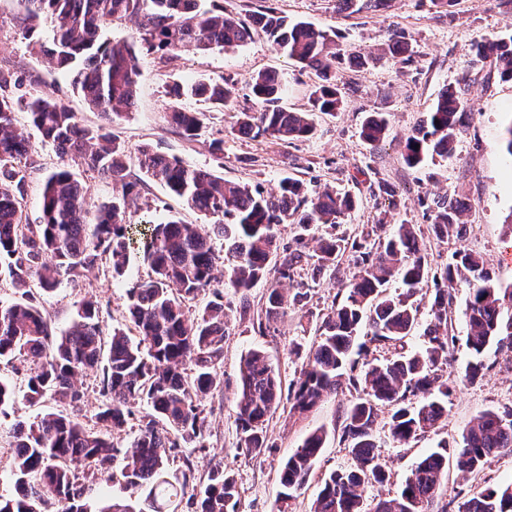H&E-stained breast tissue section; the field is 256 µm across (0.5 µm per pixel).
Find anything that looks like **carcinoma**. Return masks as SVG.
I'll return each mask as SVG.
<instances>
[{
    "label": "carcinoma",
    "instance_id": "1",
    "mask_svg": "<svg viewBox=\"0 0 512 512\" xmlns=\"http://www.w3.org/2000/svg\"><path fill=\"white\" fill-rule=\"evenodd\" d=\"M21 2L25 36H33L34 22L41 16L52 19L50 45L40 48L56 68L74 73V90L100 114L101 122L83 125L57 98L21 92L18 72L0 67V277L17 291L13 301H0V362L19 355L33 364L23 394L31 406L54 397L77 407L85 397V373L98 369L103 403L96 429L66 411L13 426L10 468L16 495L0 498V512H44L51 500L62 512H88L92 487L112 480L111 467L117 462L126 489L144 488L147 495L138 509L129 499L114 497L99 512H177L183 502L188 512H234L237 485L222 470L212 471L200 490L189 487L187 479L177 485L165 478L169 458L180 449L207 447L208 420L199 403L215 389V368L224 355L230 321L224 289L239 296L245 316L251 310V288L269 284L256 321L259 332H268L272 322L288 308L303 305L308 296L300 290L289 293L281 282H294L305 265L314 280L336 271L338 257L348 248L354 251L357 272L343 283L341 300L323 315L311 346L293 343L290 353L304 360L288 391H283L264 351L253 349L241 358L235 403L238 447L253 455L268 448L266 422L282 401L302 414L345 385H361L363 397L347 409L343 426L355 465L321 480L310 512H512V480L470 495L459 491L440 503L448 471L446 443L416 462L396 497L380 498L371 508L365 504L366 491L386 480L376 441L379 408H391L388 432L402 447L434 430L448 412V350L455 336L448 322L453 296L446 285L459 282L468 289L466 346L474 356L493 344L512 349V285L496 283L483 256L460 248L432 272L414 225L404 223L371 242L350 244L332 233L315 237L314 227L334 229L342 223L356 199L329 188L310 192L302 181L289 177L280 181L279 193L267 194L193 167L150 144L133 154L112 133L113 124L135 107L139 55L144 52L174 56L188 48L230 51L247 44L253 32H264L278 51L318 77L305 112L282 105L283 88L275 73L261 72L248 82L261 108L236 112L233 132L280 142L310 136L315 113L338 112L336 65L366 68L378 60L375 53L339 41L333 28L290 21L263 6L245 20L209 0ZM115 18L134 21L132 40L102 38L104 27ZM388 49L403 64L413 61L414 50L401 33L392 34ZM473 51L475 62L493 63L502 79L512 80V34L479 40ZM169 95L170 122L181 137L197 141L209 114L185 110L179 100L198 98L222 109L228 91L224 81L211 80L177 85ZM19 111L28 113L30 126L63 158L45 179L36 224L24 214L32 145L30 133L17 125ZM466 115L457 90L448 88L425 125L404 138L405 164L420 168L437 156H450ZM388 132L385 113L367 114L361 127L367 144L377 145ZM133 165L142 177L131 172ZM75 166L111 185V198L90 203ZM145 178L201 212L210 224H184L175 218L150 222L139 241H133L131 208ZM463 212L454 196L435 197L430 206L434 234L462 235ZM283 224L298 228L291 244L280 242ZM134 243L149 267L147 278L127 292L135 334L115 327L104 340L98 302L89 299L81 303L69 329L53 336L41 296L104 264L112 277L123 275ZM220 263L222 280L216 275ZM430 277L444 287L427 299L424 347L408 351L406 338L419 325L423 287ZM201 294L211 299L202 310L190 312L186 302ZM365 324L370 327L368 343L390 344L394 353L357 370L350 354ZM138 406L144 407L138 436L126 448L116 447L112 435L123 431ZM326 438L323 429L310 433L285 461L276 512H286L307 482ZM507 452L512 454V409L486 410L463 433L454 457L461 472L474 474L489 457Z\"/></svg>",
    "mask_w": 512,
    "mask_h": 512
}]
</instances>
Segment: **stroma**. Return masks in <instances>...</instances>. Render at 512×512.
Listing matches in <instances>:
<instances>
[{"label": "stroma", "mask_w": 512, "mask_h": 512, "mask_svg": "<svg viewBox=\"0 0 512 512\" xmlns=\"http://www.w3.org/2000/svg\"><path fill=\"white\" fill-rule=\"evenodd\" d=\"M225 9L247 14L265 6L324 28L339 31L344 42L374 51L379 59L364 69L339 66L336 82L343 104L335 115L316 114L313 136L269 143L231 135V116L237 109H257L247 82L260 71H276L284 88L283 103L293 111L309 108V94L317 81L314 72L301 69L294 60L279 53L267 36L258 34L247 45L225 52L198 53L186 50L171 58L154 54L139 59L140 80L135 108L113 126L119 140L129 149L149 143L179 156L189 165L207 168L225 178L274 192L286 177L306 185H331L351 193L357 206L337 226V235L359 240L377 224H412L420 231L419 244L430 265H445L451 254L465 248L483 255L495 281L512 283V158L502 148V134L512 123V81L502 80L493 67L481 68L474 61L472 45L483 38L512 34V2L502 0H456L446 9L431 7L429 0H389L376 11L340 12L336 0H216ZM52 24L41 19L34 37H25L19 22L17 0H0V66L15 68L23 77L24 92L50 93L62 99L85 125L99 121L82 98L73 92L70 77L55 70L46 57L34 50L33 39L49 41ZM403 32L415 50L412 63L400 64L388 51L392 33ZM225 79L231 97L224 110H212L210 103L188 99L186 108L211 114L204 142H190L174 132L166 107L168 91L177 83ZM450 86L461 90L468 112L448 160H434L423 168L408 167L401 156L403 139L418 127L442 92ZM383 112L389 119V136L376 146L360 137L367 113ZM213 139L224 142V158L216 160L207 147ZM34 165L27 181L25 214L29 223L39 221L38 198L45 178L61 160L50 143L32 136ZM388 186V193L369 190L370 183ZM449 193L464 201L462 238H437L431 231L426 207L432 198ZM140 205L159 221L178 218L189 224L203 223L200 213L184 207L160 185L147 184ZM354 266L342 259L338 278L317 279L309 289L305 308L289 309L276 328L259 333L249 320L232 317L224 340V357L217 366L219 386L205 397L202 406L208 415L207 446L195 450L196 487H204L211 471L232 475L239 496L235 512H273L281 491L280 471L306 436L317 429L328 432L307 484L297 492L289 512H308L322 478L331 471L353 466L354 461L341 441L344 412L362 397L359 388L345 387L303 414L276 412L266 426L268 449L259 455L247 454L237 445L235 396L239 385V363L249 350L263 349L279 370L282 382H290L301 365L290 355L292 342L311 344L322 312L330 309L350 279ZM147 267L131 260L124 276L113 279L109 272L95 270L79 282H65L44 295L55 333L72 323L85 297H95L102 310L105 328L128 323L126 291L146 278ZM451 306L452 332L456 344L448 352V370L458 381L448 399V413L437 427L410 446L401 448L388 433L389 408L378 413L377 443L387 470L383 485L371 493L383 498L396 495L412 466L438 443H455L471 420L486 410L512 407V351L489 347L482 356L485 369L475 381L463 380L472 355L465 339L468 332L463 315L468 290L454 286ZM60 403L45 399L31 407L16 401L8 417L0 418V495L11 496L14 483L9 462L12 425L30 421L38 414L60 410ZM512 479V457L495 455L483 471L468 477L449 469L445 498L458 491H475L489 484Z\"/></svg>", "instance_id": "stroma-1"}]
</instances>
